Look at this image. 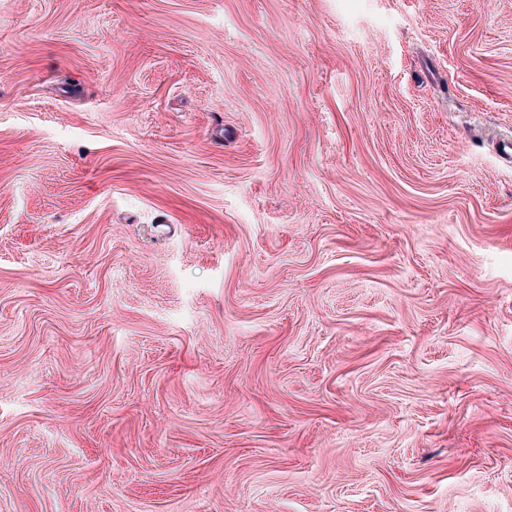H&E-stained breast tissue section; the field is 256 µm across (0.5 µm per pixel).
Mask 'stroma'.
I'll return each instance as SVG.
<instances>
[{
	"label": "stroma",
	"instance_id": "obj_1",
	"mask_svg": "<svg viewBox=\"0 0 512 512\" xmlns=\"http://www.w3.org/2000/svg\"><path fill=\"white\" fill-rule=\"evenodd\" d=\"M512 0H0V512H512Z\"/></svg>",
	"mask_w": 512,
	"mask_h": 512
}]
</instances>
